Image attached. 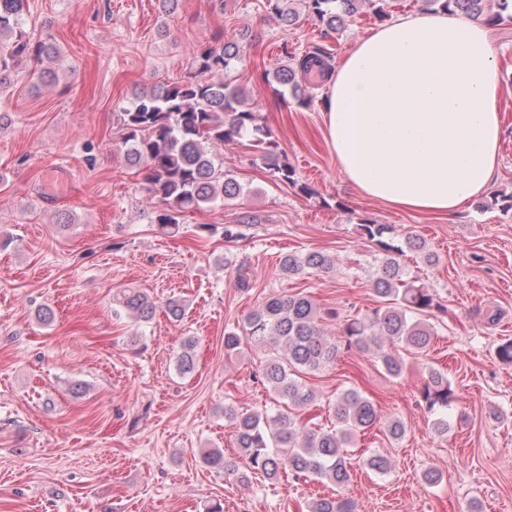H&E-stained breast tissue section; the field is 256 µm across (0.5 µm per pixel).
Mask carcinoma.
Listing matches in <instances>:
<instances>
[{"instance_id": "1", "label": "carcinoma", "mask_w": 512, "mask_h": 512, "mask_svg": "<svg viewBox=\"0 0 512 512\" xmlns=\"http://www.w3.org/2000/svg\"><path fill=\"white\" fill-rule=\"evenodd\" d=\"M271 13L289 27L296 13L288 9L287 0H266ZM359 0H304L308 15L328 31L338 30L337 23L357 12ZM430 6L450 13L461 12L470 18L485 17L489 0H425ZM27 0H0V88L10 81L16 70L32 66L39 80L52 77L41 67L56 53L52 36L33 39L23 27ZM235 42L215 38L214 44L193 52L191 73L185 79L160 84L142 93L120 114L121 139L125 157L132 167L147 171L148 190L157 198L154 223L171 234L179 230L187 214L203 207L232 204L242 194L238 182L224 172L219 149L228 143L248 138L256 151V160L273 177L296 184L295 172L280 160L277 143L261 118L247 102L241 90L224 80V72L239 56ZM331 56L315 47L291 66L284 65L273 73L282 86L301 76L305 84L316 86L330 74ZM365 238L376 242L381 250L372 278L375 306L362 318L345 319L339 309L322 307L301 292L273 296L254 310L240 327L224 333V349L237 352L242 346H263L269 356L259 377L282 407L270 413H240L224 407V418L235 430L238 459L211 449L203 453L202 462L209 468L235 474L242 480L257 476L273 478L281 471L299 481L314 480L336 487V494L321 497L309 505L310 512H355L352 500L343 494L351 479V463L345 449L356 436L379 423L373 400L355 389L336 396L332 403L335 426L315 431L302 415L292 412L316 401L317 396L307 378L335 364L341 349H357L375 355L382 368L398 377L404 371L401 352L421 355L431 347L434 330L427 322L437 307L434 294L416 284L405 272L401 257L405 251L421 255L432 266L437 256L418 236L407 235L401 245L383 240L390 228L385 224H362ZM336 258L322 251L290 253L281 260V271L290 277L314 272L329 273ZM116 305L135 322H149L155 305L148 293L125 288L116 294ZM337 325L340 336L325 332V326ZM386 339L383 345L380 339ZM195 367L194 340L187 339L176 358L180 374ZM417 401L432 418L435 432L448 435V410L456 393L448 377L435 369L417 390ZM389 440L399 441L406 433L404 423L392 419L383 426ZM375 474L384 475L390 463L387 457L373 453L365 461Z\"/></svg>"}]
</instances>
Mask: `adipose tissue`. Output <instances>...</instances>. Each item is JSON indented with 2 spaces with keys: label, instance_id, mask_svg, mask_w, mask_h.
Returning a JSON list of instances; mask_svg holds the SVG:
<instances>
[{
  "label": "adipose tissue",
  "instance_id": "1",
  "mask_svg": "<svg viewBox=\"0 0 512 512\" xmlns=\"http://www.w3.org/2000/svg\"><path fill=\"white\" fill-rule=\"evenodd\" d=\"M499 79L488 26L439 10L362 38L322 87L326 143L359 193L447 216L500 163Z\"/></svg>",
  "mask_w": 512,
  "mask_h": 512
}]
</instances>
